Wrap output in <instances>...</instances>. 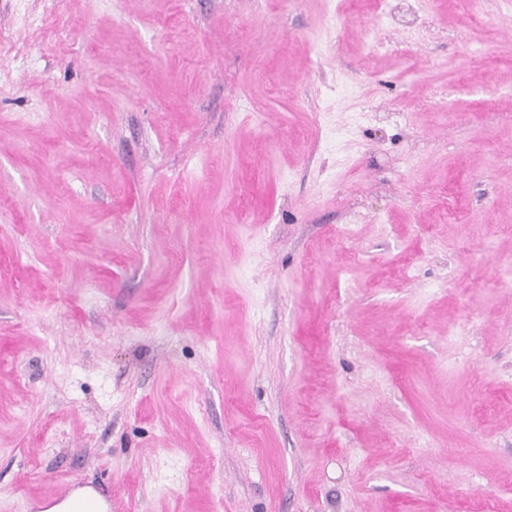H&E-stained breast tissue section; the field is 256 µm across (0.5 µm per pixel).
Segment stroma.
Listing matches in <instances>:
<instances>
[{"label": "stroma", "instance_id": "35a3bbf8", "mask_svg": "<svg viewBox=\"0 0 512 512\" xmlns=\"http://www.w3.org/2000/svg\"><path fill=\"white\" fill-rule=\"evenodd\" d=\"M512 512V0H0V512ZM107 509V503L94 490L82 487L72 491L47 512H106Z\"/></svg>", "mask_w": 512, "mask_h": 512}]
</instances>
